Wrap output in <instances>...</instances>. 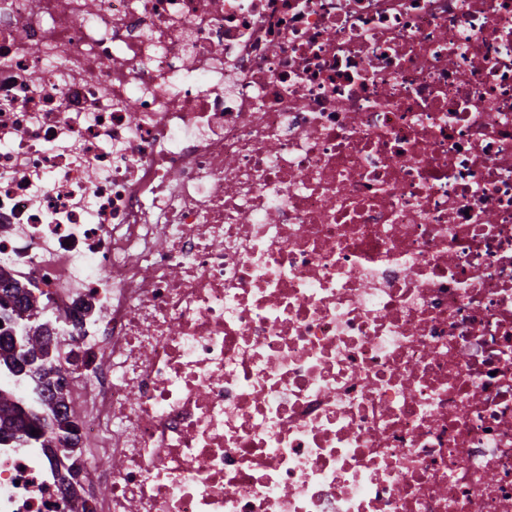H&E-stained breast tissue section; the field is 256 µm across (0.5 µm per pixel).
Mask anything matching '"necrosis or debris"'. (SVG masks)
Segmentation results:
<instances>
[{"label":"necrosis or debris","mask_w":512,"mask_h":512,"mask_svg":"<svg viewBox=\"0 0 512 512\" xmlns=\"http://www.w3.org/2000/svg\"><path fill=\"white\" fill-rule=\"evenodd\" d=\"M0 274V512H512V0H0ZM13 282V283H12ZM0 291L4 294H13L15 308L18 312V318L27 328L25 338L20 340V349L16 350L12 338L0 335V377L2 373L13 377L14 370L20 365L21 361L27 356H40L44 359L50 371L55 370L54 375L58 373L61 376L62 363L59 357L49 356L48 342L51 336H42L41 309L37 301L31 297L24 288H20L18 283L1 275ZM21 290L23 294H21ZM54 376V377H55ZM59 376V377H60ZM49 383L42 381L43 376L37 372H31L26 379L31 381L32 397L29 400L16 398L11 400L7 396L0 398V443L11 442L14 447L29 448L37 446L39 448H55L62 453L73 451L76 444V436L72 440L77 423L67 413L60 411L59 403L53 393V380ZM58 377V378H59ZM23 403L31 414L28 420L17 418L19 403ZM65 422L67 429L62 430L54 428V424ZM74 423V424H73ZM78 428V426H77ZM33 429L37 430L35 435L31 434ZM65 443V448H59V445Z\"/></svg>","instance_id":"1"}]
</instances>
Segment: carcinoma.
Masks as SVG:
<instances>
[{
    "label": "carcinoma",
    "instance_id": "obj_1",
    "mask_svg": "<svg viewBox=\"0 0 512 512\" xmlns=\"http://www.w3.org/2000/svg\"><path fill=\"white\" fill-rule=\"evenodd\" d=\"M0 292L11 294L15 299L18 318L26 327L25 338L20 348H15L11 337L0 335V374L13 375L14 370L28 356H40L49 370L62 372L59 357L49 355L50 337L43 335L41 309L37 301L28 292L21 291L18 283L9 278H0ZM33 383L32 397L28 400L20 397L15 400L7 396L0 398V443L9 442L20 448L38 446L40 448L60 449L62 453L72 451L75 441L74 420L59 409L53 386L43 382L40 373L26 376ZM37 433H32V430Z\"/></svg>",
    "mask_w": 512,
    "mask_h": 512
}]
</instances>
